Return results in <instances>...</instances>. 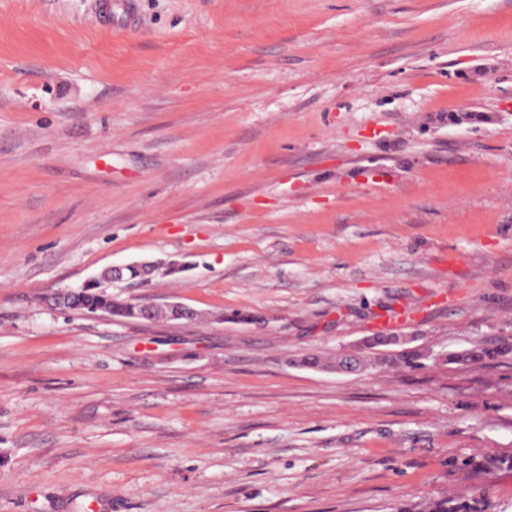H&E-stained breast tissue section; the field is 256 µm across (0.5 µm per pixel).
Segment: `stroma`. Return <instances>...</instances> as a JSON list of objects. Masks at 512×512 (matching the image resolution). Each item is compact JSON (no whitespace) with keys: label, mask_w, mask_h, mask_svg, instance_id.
Returning a JSON list of instances; mask_svg holds the SVG:
<instances>
[{"label":"stroma","mask_w":512,"mask_h":512,"mask_svg":"<svg viewBox=\"0 0 512 512\" xmlns=\"http://www.w3.org/2000/svg\"><path fill=\"white\" fill-rule=\"evenodd\" d=\"M0 0V512H512V0ZM188 262L137 302L46 306ZM136 0H113L112 15L122 28L131 29L138 24ZM185 264L176 260L168 261H143L125 265H116L104 269L100 275L83 285L81 288H87L73 295L74 305L72 310H79L88 314H96L99 310L108 308L113 318L117 320H134L133 309L138 304L143 316L147 319L155 317H166L176 322L194 321L198 313L179 302L166 304L143 303L112 296V308L107 303V294L101 293L96 288H103L104 284L115 282H126L135 287L143 286L152 278L161 274H175L184 270ZM139 285V286H136ZM90 288V289H88ZM511 354L512 345L510 344L509 346L506 341H500L498 344H491L482 341L460 352H448L441 358V360L448 362V364L464 361L480 362L484 360L503 358ZM371 366L373 365L362 360L358 354L344 351L337 357L334 364L327 363L321 369L341 374H357L366 371ZM484 508L485 503L479 498L445 497L404 505L398 512H484Z\"/></svg>","instance_id":"stroma-1"}]
</instances>
